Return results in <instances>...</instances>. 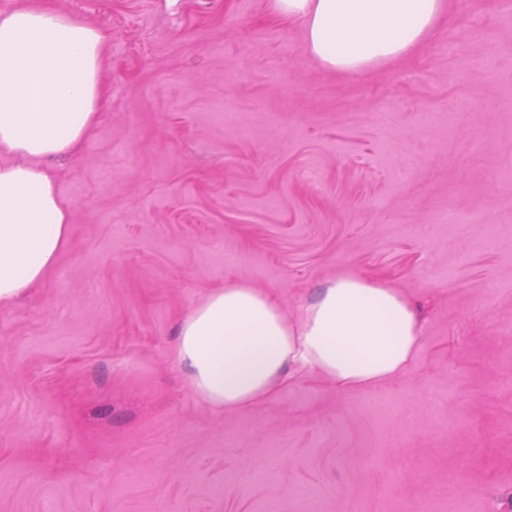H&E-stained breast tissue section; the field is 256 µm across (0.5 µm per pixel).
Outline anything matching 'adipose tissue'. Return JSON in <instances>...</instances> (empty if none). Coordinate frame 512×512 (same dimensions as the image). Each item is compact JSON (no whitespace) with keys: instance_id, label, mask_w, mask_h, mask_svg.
Masks as SVG:
<instances>
[{"instance_id":"obj_1","label":"adipose tissue","mask_w":512,"mask_h":512,"mask_svg":"<svg viewBox=\"0 0 512 512\" xmlns=\"http://www.w3.org/2000/svg\"><path fill=\"white\" fill-rule=\"evenodd\" d=\"M304 21L305 46L326 68L358 73L415 50L446 0H272ZM103 32L32 4L0 15V307L43 281L64 247L71 211L45 161L76 153L103 106ZM423 322L398 289L355 273L315 288L297 319L276 296L236 279L181 323L175 347L194 395L222 413L253 408L310 377L341 390L399 379Z\"/></svg>"}]
</instances>
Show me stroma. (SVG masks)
<instances>
[{
    "mask_svg": "<svg viewBox=\"0 0 512 512\" xmlns=\"http://www.w3.org/2000/svg\"><path fill=\"white\" fill-rule=\"evenodd\" d=\"M106 36L107 104L49 170L69 238L0 308V512H512V10L447 0L408 56L325 69L271 0H46ZM405 292L398 380L215 413L174 359L236 278L296 314Z\"/></svg>",
    "mask_w": 512,
    "mask_h": 512,
    "instance_id": "35a3bbf8",
    "label": "stroma"
}]
</instances>
